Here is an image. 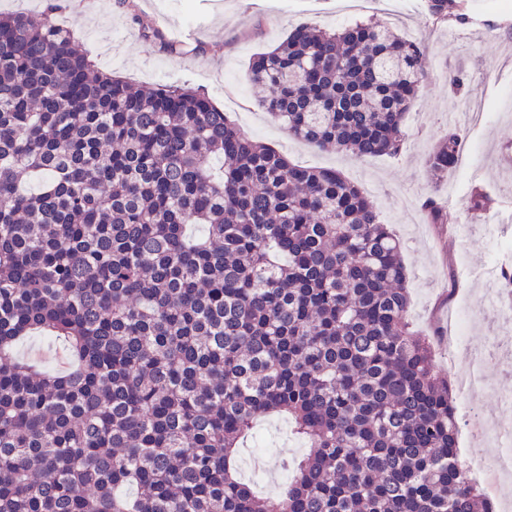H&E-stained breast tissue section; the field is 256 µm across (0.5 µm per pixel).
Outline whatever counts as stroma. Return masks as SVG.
<instances>
[{"mask_svg":"<svg viewBox=\"0 0 512 512\" xmlns=\"http://www.w3.org/2000/svg\"><path fill=\"white\" fill-rule=\"evenodd\" d=\"M60 0H0V13L27 9L51 14L68 27L97 67L142 85L185 84L224 109L242 131L284 154L290 162L332 168L358 186L383 223L398 236L407 268L409 321L435 351V369L448 380L468 364V354L493 350L489 385L472 403L503 428L512 411L499 407V394L512 390V333L497 310L471 312L455 364L444 358L448 335L461 309H470L495 266L512 269V122L496 119L512 106V0H465L466 23L440 22L427 0H405L404 15H392L382 0L360 8L347 0H103L83 15ZM157 36L144 38L143 23ZM356 22L412 36L428 53L425 75L404 120L405 139L397 155L360 159L320 149L289 137L261 108L248 69L259 53L274 48L297 26L337 30ZM179 50H171V43ZM466 78L464 92H452L448 74ZM457 131L468 152L465 164L434 179L427 172L430 153ZM492 199L490 210L470 212L473 187ZM435 197L448 213L444 224L430 223L424 210Z\"/></svg>","mask_w":512,"mask_h":512,"instance_id":"obj_1","label":"stroma"}]
</instances>
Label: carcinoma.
Returning a JSON list of instances; mask_svg holds the SVG:
<instances>
[{"instance_id":"obj_1","label":"carcinoma","mask_w":512,"mask_h":512,"mask_svg":"<svg viewBox=\"0 0 512 512\" xmlns=\"http://www.w3.org/2000/svg\"><path fill=\"white\" fill-rule=\"evenodd\" d=\"M466 21L459 0H429ZM423 45L299 26L249 79L288 134L391 155ZM455 131L427 161L454 165ZM400 243L361 190L290 163L186 86L132 88L59 24L0 16V512H494L448 379L409 330ZM32 332L79 356L48 374ZM305 454L275 500L236 456ZM279 425L286 427L288 431V440H272L269 447L263 448V454L268 468L284 474L286 480L287 474L284 469V464L298 459L304 453V445L295 435H293L288 422L282 418L271 417L260 426V430L273 429Z\"/></svg>"}]
</instances>
